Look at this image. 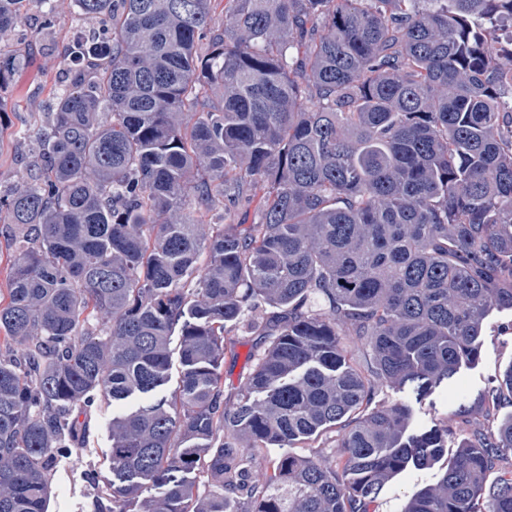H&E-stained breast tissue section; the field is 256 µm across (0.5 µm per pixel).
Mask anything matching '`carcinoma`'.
Instances as JSON below:
<instances>
[{
	"instance_id": "carcinoma-1",
	"label": "carcinoma",
	"mask_w": 512,
	"mask_h": 512,
	"mask_svg": "<svg viewBox=\"0 0 512 512\" xmlns=\"http://www.w3.org/2000/svg\"><path fill=\"white\" fill-rule=\"evenodd\" d=\"M29 2L0 0V36ZM71 2L99 27L0 189V512H47L79 416L135 394L110 512H233L245 489L253 512H369L445 454L404 512H512V414L450 451L408 403L368 410L447 384L512 311V0ZM24 67L0 53V89ZM236 324L256 343L228 407ZM508 403L512 367L482 407ZM327 428L335 459L292 452ZM243 448L288 452L251 483ZM14 245L11 237L6 234H0V292L6 294V288H9V276L13 262ZM438 474V465L408 467L384 487L376 501L370 505V512H402L416 493L436 483Z\"/></svg>"
}]
</instances>
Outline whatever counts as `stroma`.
<instances>
[{
    "mask_svg": "<svg viewBox=\"0 0 512 512\" xmlns=\"http://www.w3.org/2000/svg\"><path fill=\"white\" fill-rule=\"evenodd\" d=\"M39 0H31L25 20L0 49L24 57L27 65L0 96L6 107L0 113V181L11 182L21 167L31 143L22 132L32 113L41 111L52 97L62 72V56L75 25L71 0L58 9L53 29H45ZM255 343L250 334L236 330L232 345L224 354V397L235 403L239 386L252 368L250 353ZM512 363V311H495L486 320L482 353L477 362L461 368L449 385L433 389L419 399L386 385L372 401L374 407L410 402L413 429L425 431L448 424L459 405L473 401L489 387L499 385ZM135 395L114 406L92 410L89 429L81 447L56 457L50 477L48 512H95L103 482L109 475L107 456L111 447L113 415L134 410L141 404ZM438 467H408L396 475L370 506V512H403L406 503L422 489L433 485Z\"/></svg>",
    "mask_w": 512,
    "mask_h": 512,
    "instance_id": "obj_1",
    "label": "stroma"
}]
</instances>
